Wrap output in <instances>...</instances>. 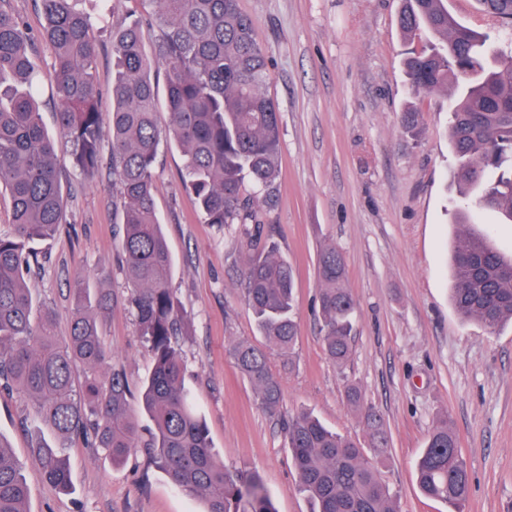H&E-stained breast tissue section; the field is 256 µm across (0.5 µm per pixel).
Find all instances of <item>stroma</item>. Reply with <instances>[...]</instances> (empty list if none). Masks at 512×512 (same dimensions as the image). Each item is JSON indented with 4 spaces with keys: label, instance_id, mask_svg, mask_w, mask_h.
Returning a JSON list of instances; mask_svg holds the SVG:
<instances>
[{
    "label": "stroma",
    "instance_id": "obj_1",
    "mask_svg": "<svg viewBox=\"0 0 512 512\" xmlns=\"http://www.w3.org/2000/svg\"><path fill=\"white\" fill-rule=\"evenodd\" d=\"M269 61L266 94L281 115V180L269 228L292 267L298 309L293 358L272 355L282 387L278 416L265 413L228 356L255 338L239 275L247 258L239 226L202 223L182 183V156L163 150L156 203L173 252L172 287L188 317L178 338L187 388L206 417L211 444L229 468L258 471L277 512H310L299 492L282 422L306 409L350 439L367 442L363 417L345 388L358 386L381 417L388 448L382 479L400 512H444L414 481V465L439 413H448L470 472L466 512H512V325L488 332L450 302V255L462 202L448 148L444 94L414 96L403 71L409 48L397 17L401 0H239ZM148 0H110L99 29L103 120L112 112V31L129 15L150 20ZM418 113L413 130L400 116ZM45 128L55 136L70 196L65 222L44 244L30 288L67 335L78 281L109 290L98 315L112 360L131 389L151 369L137 334L113 208L111 145L88 179L69 159L50 101ZM344 255L357 325L345 367L323 349L317 258ZM30 403L0 393V433L22 466L30 512H202V499L174 489L150 464L147 448L113 464L82 438L69 443L72 489L46 481L29 452Z\"/></svg>",
    "mask_w": 512,
    "mask_h": 512
}]
</instances>
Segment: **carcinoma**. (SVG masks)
Returning a JSON list of instances; mask_svg holds the SVG:
<instances>
[{"instance_id":"carcinoma-1","label":"carcinoma","mask_w":512,"mask_h":512,"mask_svg":"<svg viewBox=\"0 0 512 512\" xmlns=\"http://www.w3.org/2000/svg\"><path fill=\"white\" fill-rule=\"evenodd\" d=\"M44 17L38 34L54 54L50 100L72 165L86 175L101 167L98 40L91 16L73 0H35ZM153 23L129 19L112 31L110 125L115 206L122 224L126 280L133 288L137 334L152 356L140 404L112 365L96 314L108 293L76 288L69 335L57 334L52 313L34 307L29 280L39 267L37 245L53 238L66 207L54 139L39 109L42 80L32 58L33 35L22 18L0 6V193L11 205V229L0 232V389L29 400L38 417L31 452L46 478L70 489L67 449L82 435L120 463L150 423L152 464L180 492L205 501V512H275L255 470H232L216 457L205 419L185 387L177 344L187 316L171 288L174 257L155 204V164L161 146L183 159L182 180L205 224H239L249 258L240 270L245 304L260 348L236 341L230 358L254 387L262 408L280 411L282 390L270 352L293 353L297 340L294 276L265 232L280 175V113L265 94L268 60L252 20L238 0H149ZM512 26V0H479ZM403 35L422 39L404 60L415 94L456 88L448 139L460 193L512 223V52L501 32H478L448 11V0H403ZM163 73L165 128L158 124L156 77ZM319 307L328 358L342 366L351 354L356 303L345 261L334 246L317 258ZM451 302L457 313L495 331L512 324V255L486 237L462 231L452 255ZM82 366L83 382L75 378ZM369 446L323 424L309 411L285 425L297 485L311 512H398L397 496L379 474L386 431L365 414ZM420 491L448 512H465L467 462L448 415L433 424L417 461ZM29 487L0 436V512H28Z\"/></svg>"}]
</instances>
